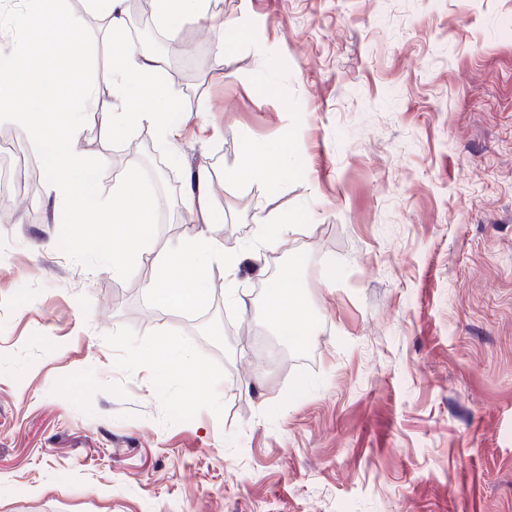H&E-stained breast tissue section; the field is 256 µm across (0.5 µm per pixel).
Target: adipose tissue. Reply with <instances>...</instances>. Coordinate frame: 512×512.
Masks as SVG:
<instances>
[{
	"instance_id": "obj_1",
	"label": "adipose tissue",
	"mask_w": 512,
	"mask_h": 512,
	"mask_svg": "<svg viewBox=\"0 0 512 512\" xmlns=\"http://www.w3.org/2000/svg\"><path fill=\"white\" fill-rule=\"evenodd\" d=\"M126 0H89L101 18L108 35L111 64L102 79L112 88L110 99H98L88 88L81 72L72 68V53L81 31L76 15L64 14L57 0H26V8L9 22L17 33L11 43L8 65L0 66V124L14 126L36 145L45 139L70 141L77 137L87 113H96L103 126L113 134L122 133L130 118L153 125L166 143H174L180 130L191 121V114H176V101L158 81L165 61L162 56L138 51L126 43ZM35 70L46 79L40 103L29 100L26 84L16 83L17 70ZM137 97L139 110L129 116L126 104ZM293 152L285 144L258 146L245 144L234 167L224 174L225 183L248 190L268 192L278 187L284 170L289 168ZM213 176L200 168L189 173L185 205L190 214L200 217L202 230L186 233L177 246L156 258V275L147 293L160 310L187 311L196 308L208 292L209 272L213 265L234 271L238 256L218 252L209 234L223 223V216L210 207ZM255 233L249 245L251 257L267 250H289L298 231L292 217L256 212ZM267 318L275 331L285 338L305 343L311 316L305 304L303 285L294 272L270 279L267 283Z\"/></svg>"
}]
</instances>
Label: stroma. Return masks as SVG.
I'll use <instances>...</instances> for the list:
<instances>
[{
	"mask_svg": "<svg viewBox=\"0 0 512 512\" xmlns=\"http://www.w3.org/2000/svg\"><path fill=\"white\" fill-rule=\"evenodd\" d=\"M84 76L108 63L88 0ZM238 35L152 25L160 84L193 113L176 149L86 116L73 148L102 195L145 148L171 177L150 249L192 228L188 169H231L291 138L277 190L225 186L220 251L262 209L307 226L290 252L213 266L195 309L158 311L129 280L58 247L38 178L0 203V512H512V0H212ZM295 270L304 360L266 317L270 271ZM238 283L227 305L224 286ZM210 390L143 363L157 324Z\"/></svg>",
	"mask_w": 512,
	"mask_h": 512,
	"instance_id": "35a3bbf8",
	"label": "stroma"
}]
</instances>
